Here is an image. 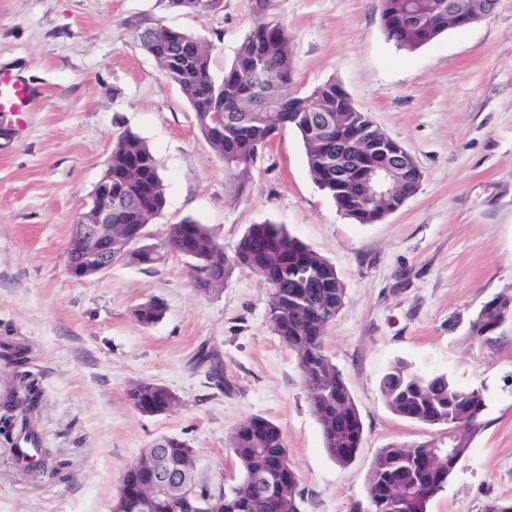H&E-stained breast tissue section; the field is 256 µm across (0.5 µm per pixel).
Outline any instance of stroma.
I'll use <instances>...</instances> for the list:
<instances>
[{
    "label": "stroma",
    "mask_w": 512,
    "mask_h": 512,
    "mask_svg": "<svg viewBox=\"0 0 512 512\" xmlns=\"http://www.w3.org/2000/svg\"><path fill=\"white\" fill-rule=\"evenodd\" d=\"M271 12L292 36L297 87L340 83L415 158L417 193L383 220L339 212L291 128L235 185L129 26L149 18L206 39L220 76L256 21L253 0L195 13L167 0H0V70L34 91L22 121L0 119V334L31 347L43 391L34 424L70 474H25L1 433L0 512H110L127 466L162 436L194 448L197 480L223 489L236 468L230 436L252 415L283 428L303 512H357L379 448L439 433L386 406L379 378L399 358L486 388L482 428L429 512L512 501V321L489 341L468 331L487 300L512 295V0L416 50L386 40L376 0H272ZM124 131L148 145L166 188L148 226L156 260L78 280L66 247ZM186 217L228 251L249 225H285L335 267L344 303L326 351L364 425L350 465L322 446L295 356L268 326L267 284L238 266L201 293L187 259L159 249ZM154 298L164 318L140 325L135 308ZM202 347L221 358L225 386L195 364ZM142 381L167 388L176 406L137 410L128 392Z\"/></svg>",
    "instance_id": "35a3bbf8"
}]
</instances>
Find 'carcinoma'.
<instances>
[{
	"mask_svg": "<svg viewBox=\"0 0 512 512\" xmlns=\"http://www.w3.org/2000/svg\"><path fill=\"white\" fill-rule=\"evenodd\" d=\"M217 0H168L170 6L187 11H206ZM437 0H378V11L387 41L413 50L448 31V15H438L425 32L399 24L410 11L429 12ZM271 0H254L259 21L246 36L234 59L220 78L211 65L212 45L194 36L149 21V30H134L139 46L153 57L165 76L176 84L194 113L201 135L222 157L239 183H244L260 151L273 142L279 128L272 112L254 111L253 90L258 82L254 64L262 62L267 76L262 86L282 102L285 126L295 129L306 150V163L313 180L345 215L372 221V213L355 209L369 203L364 187L352 180L336 192V154L314 144L298 111L308 99L315 116L336 123V83L326 82L308 93L297 90L291 37L286 27L270 13ZM235 109L236 123L220 128L213 122L219 109ZM349 139L341 141L343 153H353L356 135L370 122L368 113L347 112L343 117ZM112 257L128 250L143 226L159 215L165 205V187L157 163L147 144L132 133L118 135L112 144ZM163 243L169 253L189 259L195 288L207 293L222 285L233 268L242 266L260 275L271 288L266 319L269 328L297 359L311 410L321 430L326 453L340 466L350 464L360 448L363 423L354 397L325 349L328 325L343 305L344 286L335 267L326 258L292 236L282 224H252L228 258L223 246L209 230L185 218L168 225ZM164 304L149 300L135 309L136 320L150 326L165 315ZM512 316V295H497L484 303L469 323L474 339L490 334ZM30 348L17 341L0 342V365L11 375L9 392L25 395L24 410L38 412L43 392L29 379L25 367ZM198 361L209 363V376L224 384V366L212 352H201ZM379 390L395 415L424 425H446L454 431L452 451L437 469L433 456L443 447L441 437L413 443L392 442L372 458L366 477V499L370 512H427L429 502L446 487L450 477L467 457L471 442L481 428L487 404L484 388L464 386L446 372L427 373L397 360L383 373ZM163 388L141 382L128 391V398L149 412L159 410ZM151 447L161 449L170 461L195 471V451L176 438L164 437ZM238 462L237 476L226 490L214 494L197 485L203 498L224 507L222 512H302V490L290 459L283 429L255 415L236 427L230 438ZM151 460L139 457L125 470L120 490L135 491L152 477ZM200 503L171 498L160 512H198Z\"/></svg>",
	"mask_w": 512,
	"mask_h": 512,
	"instance_id": "1",
	"label": "carcinoma"
}]
</instances>
